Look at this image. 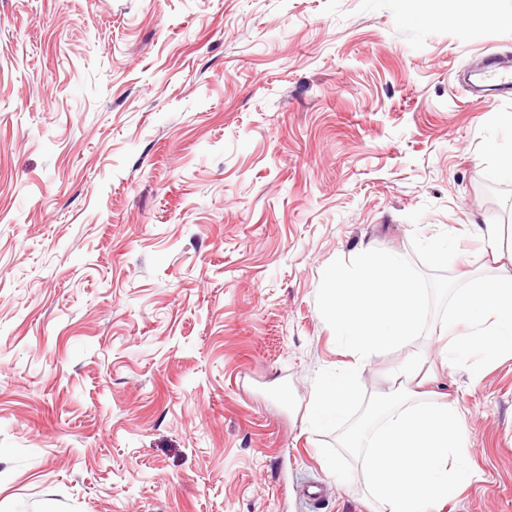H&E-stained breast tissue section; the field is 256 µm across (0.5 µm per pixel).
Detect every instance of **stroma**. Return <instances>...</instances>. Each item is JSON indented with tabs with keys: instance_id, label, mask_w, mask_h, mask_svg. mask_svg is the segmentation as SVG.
<instances>
[{
	"instance_id": "obj_1",
	"label": "stroma",
	"mask_w": 512,
	"mask_h": 512,
	"mask_svg": "<svg viewBox=\"0 0 512 512\" xmlns=\"http://www.w3.org/2000/svg\"><path fill=\"white\" fill-rule=\"evenodd\" d=\"M411 10L0 0V512H375L308 424L315 375L353 361L323 270L445 231L450 277H512L488 149L512 139V95L462 80L476 54L512 58V9ZM467 331L432 323L359 378L383 394L427 358L473 473L440 512H512V357L442 365Z\"/></svg>"
}]
</instances>
